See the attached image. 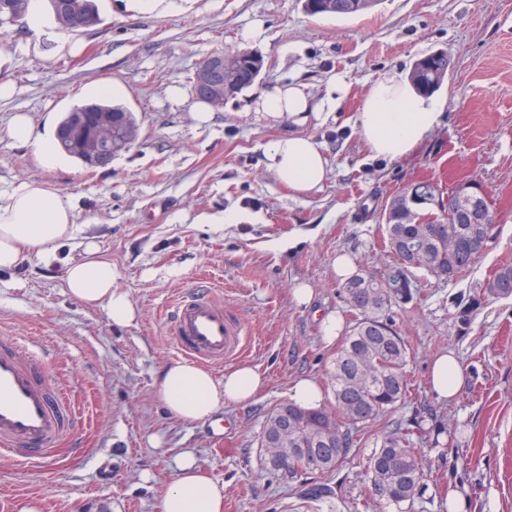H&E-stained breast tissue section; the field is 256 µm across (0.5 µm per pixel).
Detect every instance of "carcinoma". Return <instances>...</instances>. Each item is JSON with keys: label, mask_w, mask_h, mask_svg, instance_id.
<instances>
[{"label": "carcinoma", "mask_w": 512, "mask_h": 512, "mask_svg": "<svg viewBox=\"0 0 512 512\" xmlns=\"http://www.w3.org/2000/svg\"><path fill=\"white\" fill-rule=\"evenodd\" d=\"M56 24L72 32H83L100 22L96 0H46ZM336 13L356 14L375 6L377 0H334ZM29 0H0V28L22 22ZM262 56L239 51L225 57V79L240 73L237 83L226 88L232 97L254 84L252 71L263 69ZM448 75V58L443 53H428L412 66L410 79L425 93L439 88ZM100 112H124L131 132L127 143L135 142L138 124L134 113L121 105L104 100L93 102ZM429 223L439 231V239L448 243L419 239L413 224L385 225V247L395 257L380 276L359 271L346 278L342 292L352 312V322L342 347L333 360L332 383L334 407L303 409L304 423L291 440L305 449L288 464V481L300 483L312 471L332 473L347 458L356 442L358 425L374 422L389 413L407 393L405 367L408 348L387 324L396 304L407 301L410 291L408 272L419 269L438 278L451 279L469 269L481 252L471 250L467 241L478 224H465L445 211L428 215ZM486 297H512V264L498 266L459 310L458 319L467 324L470 316ZM283 404L267 415L260 437L266 467L276 472L267 448L279 424ZM420 437L410 426L396 427L383 433L367 461L371 474V493L398 506L414 502L425 472L418 453ZM391 493L382 494L385 485Z\"/></svg>", "instance_id": "cac0c4a2"}]
</instances>
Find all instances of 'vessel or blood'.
I'll return each mask as SVG.
<instances>
[{"instance_id": "1", "label": "vessel or blood", "mask_w": 512, "mask_h": 512, "mask_svg": "<svg viewBox=\"0 0 512 512\" xmlns=\"http://www.w3.org/2000/svg\"><path fill=\"white\" fill-rule=\"evenodd\" d=\"M167 334L181 355L212 368L239 357L248 341L243 319L205 286L176 301L167 316ZM80 423L70 390L54 377L50 358L1 336L0 456L51 461Z\"/></svg>"}]
</instances>
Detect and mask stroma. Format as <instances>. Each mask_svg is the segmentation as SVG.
I'll return each instance as SVG.
<instances>
[{
  "label": "stroma",
  "instance_id": "stroma-1",
  "mask_svg": "<svg viewBox=\"0 0 512 512\" xmlns=\"http://www.w3.org/2000/svg\"><path fill=\"white\" fill-rule=\"evenodd\" d=\"M101 22L71 34L76 53L54 56L47 38L25 25L0 35V191L23 180L73 197L75 239L55 258L37 256L0 271V336L48 349L56 374L74 381L82 414V454L60 446L49 464L0 461V512H157L173 480L175 458L192 452L224 485V512H294L315 486L328 487L318 512H448L461 490L468 512H512V297L489 298L469 324L457 313L490 273L512 262V0H379L371 11L312 15L304 0H99ZM255 29L257 42L242 33ZM261 55L257 81L208 123L195 118L193 86L204 58L240 50ZM448 57L435 97L440 125L400 160L371 157L355 126L370 87L391 72H410L428 52ZM139 123L136 142L110 165L91 169L70 157L44 169L29 147L10 139L12 116L36 126L60 117L101 87ZM279 84L300 87L316 113L302 124L257 119L256 103ZM289 133L314 137L328 175L320 192L296 195L267 170L263 148ZM448 189L477 179L497 200L498 237L465 272L439 279L411 273L412 298L391 323L405 340L407 394L359 432L333 473L291 484L265 468L259 440L269 410L289 401L301 378L315 379L323 407L334 401L335 345L320 319L351 315L334 273L338 256L377 274L392 261L383 245L388 200L421 179ZM236 215L233 224L218 216ZM93 241L112 263L115 284L139 309L117 327L105 312L66 292V261ZM206 280L250 336L242 364L266 379L245 403L218 413L231 419L218 440L211 423L176 419L157 396V375L179 353L166 333V309ZM313 290L300 305L293 290ZM454 349L464 384L452 401L431 392V360ZM422 433L428 474L413 504L373 497L367 460L388 425Z\"/></svg>",
  "mask_w": 512,
  "mask_h": 512
}]
</instances>
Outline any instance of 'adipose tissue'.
<instances>
[{
	"instance_id": "1",
	"label": "adipose tissue",
	"mask_w": 512,
	"mask_h": 512,
	"mask_svg": "<svg viewBox=\"0 0 512 512\" xmlns=\"http://www.w3.org/2000/svg\"><path fill=\"white\" fill-rule=\"evenodd\" d=\"M264 118L305 121L309 100L298 87H273L259 98ZM438 103L419 93L409 77L399 73L376 81L366 94L355 118L358 133L372 156L385 160L406 157L438 126ZM9 133L18 143L31 147L47 168L60 164L52 131L38 130L24 114L15 115ZM266 167L294 191L312 194L322 189L327 177V159L313 137L288 134L264 148ZM72 197L37 181H24L0 193V270L18 268L29 256L46 257L71 239L77 227ZM68 294L87 306L105 311L116 326L132 324L138 310L128 294L114 284L112 264L99 256L94 243H87L81 259L68 261L63 270ZM464 381L462 366L454 352L438 356L430 369V385L442 399H452ZM263 378L254 368L239 366L223 378L195 364L175 360L160 372L158 395L174 416L186 423L207 421L228 403L251 400L262 388ZM224 486L198 464L192 453L176 458V475L161 494L158 512H223Z\"/></svg>"
}]
</instances>
